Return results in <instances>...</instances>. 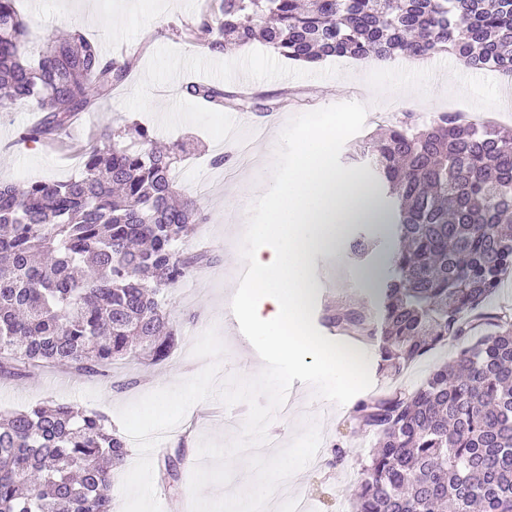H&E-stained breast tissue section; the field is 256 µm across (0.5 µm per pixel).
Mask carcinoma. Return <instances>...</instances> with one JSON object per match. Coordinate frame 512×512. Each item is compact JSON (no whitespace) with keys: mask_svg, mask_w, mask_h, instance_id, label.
<instances>
[{"mask_svg":"<svg viewBox=\"0 0 512 512\" xmlns=\"http://www.w3.org/2000/svg\"><path fill=\"white\" fill-rule=\"evenodd\" d=\"M33 25L0 0V109L33 102L21 140L45 143L130 78L135 61L103 56L75 30L24 51ZM210 51L259 39L285 58L385 62L454 56L512 76V0H209L178 30ZM190 97L251 108L252 97L201 82ZM108 129L81 150L79 176L0 184V370L65 366L107 378L112 361L169 357L176 331L160 296L203 263L178 241L206 222L178 197L186 144ZM386 191V258L376 310L341 302L324 324L377 347L398 376L453 339L456 356L410 394L360 401L374 439L354 512H512V311L489 302L512 275V136L446 112L411 115L363 145ZM364 232L349 250L366 255ZM127 442L107 415L69 403L0 415V512H111L112 470Z\"/></svg>","mask_w":512,"mask_h":512,"instance_id":"1","label":"carcinoma"}]
</instances>
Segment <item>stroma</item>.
Returning <instances> with one entry per match:
<instances>
[{
	"label": "stroma",
	"mask_w": 512,
	"mask_h": 512,
	"mask_svg": "<svg viewBox=\"0 0 512 512\" xmlns=\"http://www.w3.org/2000/svg\"><path fill=\"white\" fill-rule=\"evenodd\" d=\"M201 0H21L25 16L35 23L37 36L27 45L37 55L48 38L60 35L71 26L99 44L110 57L133 56L136 69L129 84L118 88L111 99L97 103L71 127L62 139L84 143L103 128L123 130L130 121L148 126L158 145L178 141L192 148L180 165L179 185L184 194L198 200L209 220L180 244L194 253L209 251L216 258L211 266L188 276L164 300L178 333V344L164 361H116L105 380L79 378L65 370L43 372L28 378L0 377V413L23 410L40 402H70L83 409L103 412L117 419L120 407L155 390L186 380L188 372H200L204 359L192 355V347L204 331L216 328L225 344L220 360L221 376H251L261 370L256 351L237 333L234 322L222 319L226 302L239 289L237 263L252 245L249 227L264 223L266 214L256 203L250 204L244 222H234L228 208L245 201L251 182L287 176L292 161L289 147L279 144L276 129L298 135L309 126L335 129L333 162L344 171L370 174L360 160L359 148L367 137L377 136L386 123L403 119L405 111L424 116L433 112L464 108L480 111L478 97L451 96L440 86L441 79L455 74L473 88L487 85L486 70H460L454 59L433 57L422 62L419 79L423 97L408 100L377 96L363 81L364 62L344 58L324 61L312 67L285 57H270L268 45L254 41L214 55L191 53L176 31L193 21ZM195 81L241 89L262 98L267 113L246 111L244 124H236V110H212L181 92L182 85ZM149 86L151 101H144L139 90ZM41 114L28 102L0 112V182L31 179L66 181L77 177L82 160L61 154L55 148L20 141V132L38 122ZM236 127L240 141L246 142L249 162L234 160L224 168L209 164L217 154V141L225 127ZM384 248L360 260L339 246L335 258L315 257L313 269L319 280L311 310L313 333L320 341L333 336L322 326L324 307L332 301L357 298L373 307L376 296L358 271L375 264ZM373 385L361 392L369 399L394 391H414L429 371L455 355L450 345L441 344L414 361L400 376L380 371L375 346H363ZM137 378L127 388V378ZM295 411L276 415L268 436L277 446L289 444L307 419H315L321 432L319 454L288 483L307 499L308 512H353V502L368 464L374 439L361 431L354 420V402L338 406L317 398L311 386L294 382L288 392ZM247 407H229L226 418L208 419L189 409L183 421L169 431L152 454L154 487L162 512H182L189 501V481L198 463V445L208 437L220 442L233 440L241 431ZM346 452L342 463H335V448Z\"/></svg>",
	"instance_id": "stroma-1"
}]
</instances>
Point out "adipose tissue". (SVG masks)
Here are the masks:
<instances>
[{
    "label": "adipose tissue",
    "instance_id": "1",
    "mask_svg": "<svg viewBox=\"0 0 512 512\" xmlns=\"http://www.w3.org/2000/svg\"><path fill=\"white\" fill-rule=\"evenodd\" d=\"M333 139L324 129L306 132L287 177L255 186L267 219L251 227L253 246L241 257L251 283L233 298L234 318L250 324L266 356L296 364L317 353L321 366L355 386L363 353L349 345L321 347L309 331L307 307L316 291L309 265L314 255H335L353 228L380 223L385 213L365 178L332 165Z\"/></svg>",
    "mask_w": 512,
    "mask_h": 512
}]
</instances>
